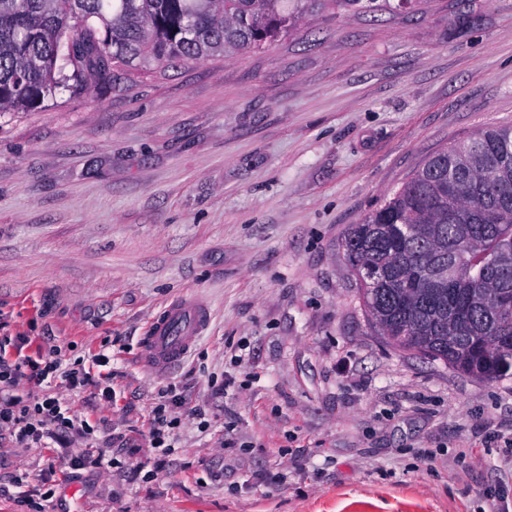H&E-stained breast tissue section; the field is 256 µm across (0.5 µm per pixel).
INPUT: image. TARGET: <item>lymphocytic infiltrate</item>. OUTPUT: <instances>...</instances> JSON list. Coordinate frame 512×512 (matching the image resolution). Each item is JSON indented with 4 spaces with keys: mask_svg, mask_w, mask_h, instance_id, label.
<instances>
[{
    "mask_svg": "<svg viewBox=\"0 0 512 512\" xmlns=\"http://www.w3.org/2000/svg\"><path fill=\"white\" fill-rule=\"evenodd\" d=\"M30 345L26 336H0V430L24 448H41L49 440L92 438L94 427L75 416L54 389L61 383L72 390L90 385L95 402L112 404L116 393L109 378L93 380L82 363H64L60 350L34 351ZM183 399L182 392L170 387L160 391L152 409L151 446L160 456L172 452L169 440L180 426L173 411Z\"/></svg>",
    "mask_w": 512,
    "mask_h": 512,
    "instance_id": "1",
    "label": "lymphocytic infiltrate"
}]
</instances>
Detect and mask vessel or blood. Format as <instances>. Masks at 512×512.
<instances>
[{"label":"vessel or blood","instance_id":"1","mask_svg":"<svg viewBox=\"0 0 512 512\" xmlns=\"http://www.w3.org/2000/svg\"><path fill=\"white\" fill-rule=\"evenodd\" d=\"M211 322L205 300L194 295L171 299L152 319L140 347V362L152 375L174 371L196 348Z\"/></svg>","mask_w":512,"mask_h":512}]
</instances>
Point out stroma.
I'll return each mask as SVG.
<instances>
[{
	"label": "stroma",
	"instance_id": "stroma-1",
	"mask_svg": "<svg viewBox=\"0 0 512 512\" xmlns=\"http://www.w3.org/2000/svg\"><path fill=\"white\" fill-rule=\"evenodd\" d=\"M512 125V0L305 17L264 48L60 92L0 117V328L74 361L109 344L116 402L72 452L0 439L46 512H512V378L484 382L372 324L342 244L434 155ZM209 331L140 363L166 303ZM233 375L222 398L215 381ZM183 390L163 470L152 406ZM211 322L205 300L194 295L171 299L152 319L140 347V362L152 375L174 371L196 348Z\"/></svg>",
	"mask_w": 512,
	"mask_h": 512
}]
</instances>
